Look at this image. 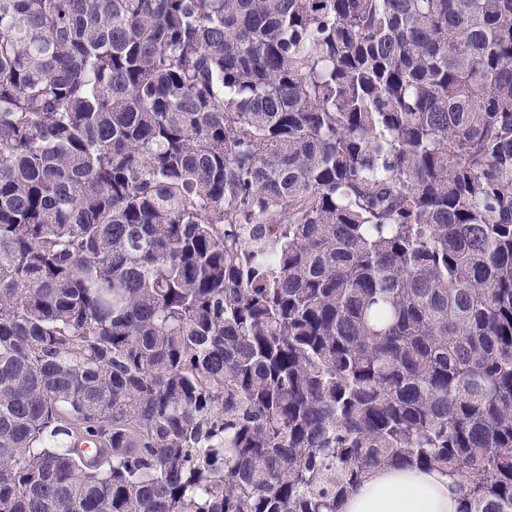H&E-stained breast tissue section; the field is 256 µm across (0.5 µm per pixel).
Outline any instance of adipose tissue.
Instances as JSON below:
<instances>
[{
  "label": "adipose tissue",
  "instance_id": "1",
  "mask_svg": "<svg viewBox=\"0 0 512 512\" xmlns=\"http://www.w3.org/2000/svg\"><path fill=\"white\" fill-rule=\"evenodd\" d=\"M459 490L435 468L375 469L343 499L341 512H458Z\"/></svg>",
  "mask_w": 512,
  "mask_h": 512
}]
</instances>
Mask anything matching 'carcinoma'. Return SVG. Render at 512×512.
<instances>
[{"label": "carcinoma", "mask_w": 512, "mask_h": 512, "mask_svg": "<svg viewBox=\"0 0 512 512\" xmlns=\"http://www.w3.org/2000/svg\"><path fill=\"white\" fill-rule=\"evenodd\" d=\"M400 465L512 512V0H0V512Z\"/></svg>", "instance_id": "carcinoma-1"}]
</instances>
